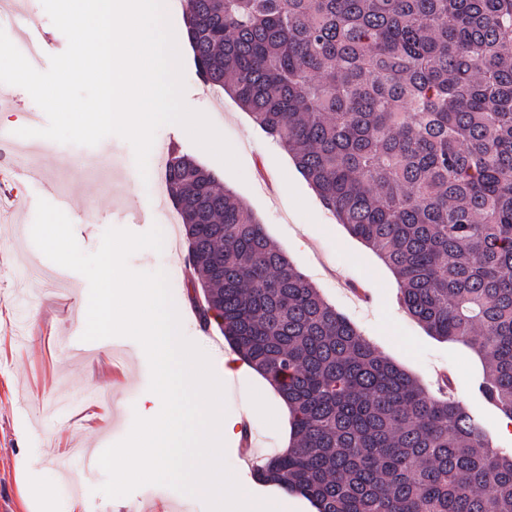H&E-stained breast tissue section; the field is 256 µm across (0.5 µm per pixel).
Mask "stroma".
Masks as SVG:
<instances>
[{
  "label": "stroma",
  "mask_w": 512,
  "mask_h": 512,
  "mask_svg": "<svg viewBox=\"0 0 512 512\" xmlns=\"http://www.w3.org/2000/svg\"><path fill=\"white\" fill-rule=\"evenodd\" d=\"M32 16L46 35L32 65L44 71L50 56L62 53L66 37L52 24L41 0H0V29L17 40L20 15ZM185 101L205 113L225 135L239 159L234 175L203 151L182 127L166 125L155 137L173 142L211 169L220 186L229 188L247 211L263 224L270 239L337 311L367 337L380 354L404 368L432 394H440L439 375L451 372L450 398L462 402L479 420L493 446L512 452V432L496 408L476 388L483 375L481 357L467 346L430 336L399 302V285L388 266L365 243L353 237L325 209L297 169L292 156L269 138L227 93L213 91L198 76L190 47L180 51ZM38 106L22 88L0 84V127L17 131L28 126ZM168 157L152 151L147 176H140L134 151L112 135L97 146L61 144L45 138L15 136L0 146V512H69L79 499L81 512H206L201 499L168 487L147 485L128 496L110 499L97 491L102 469L86 470L77 449L104 450L123 439L135 414L152 394L144 351L132 339L112 338L123 355L126 381L113 382V364L102 356L89 364L74 361L65 341L86 325L89 287L73 274L71 301L45 297L33 301L42 287L22 278L20 269L42 254L31 240L38 199L71 195L66 214L83 251H95L103 232L120 227L135 233L158 224L164 234L162 252L142 250L129 259L137 271L164 270L181 318L184 336L209 356L216 375L224 373V356L232 348L218 326L203 327L191 313L186 261L188 243L181 218L163 188ZM288 182L287 196L272 193L273 178ZM155 211L153 223L132 222L135 210ZM30 335L25 346L14 343L19 321ZM79 396L74 421L46 415L58 395ZM282 402L269 393L265 412L250 418L252 452L266 459L291 441L289 420H278Z\"/></svg>",
  "instance_id": "35a3bbf8"
}]
</instances>
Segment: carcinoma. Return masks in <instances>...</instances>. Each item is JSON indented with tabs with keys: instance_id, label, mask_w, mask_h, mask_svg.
I'll return each mask as SVG.
<instances>
[{
	"instance_id": "1",
	"label": "carcinoma",
	"mask_w": 512,
	"mask_h": 512,
	"mask_svg": "<svg viewBox=\"0 0 512 512\" xmlns=\"http://www.w3.org/2000/svg\"><path fill=\"white\" fill-rule=\"evenodd\" d=\"M196 71L292 155L383 260L429 335L486 367L512 420V0H186ZM166 191L200 321L288 405L253 478L316 512H512V456L328 304L213 173L171 151Z\"/></svg>"
}]
</instances>
